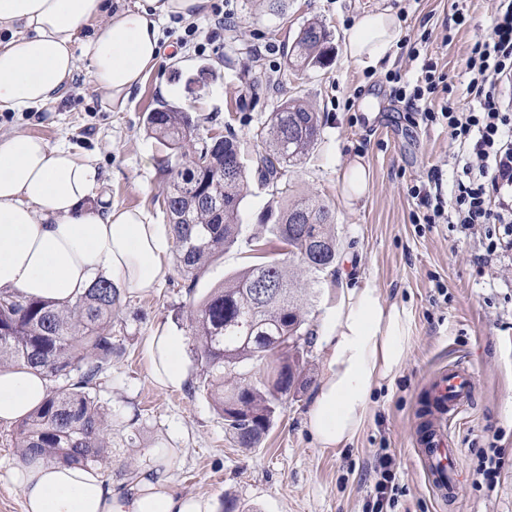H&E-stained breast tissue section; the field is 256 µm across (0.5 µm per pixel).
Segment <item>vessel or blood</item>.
I'll list each match as a JSON object with an SVG mask.
<instances>
[{
    "label": "vessel or blood",
    "instance_id": "1",
    "mask_svg": "<svg viewBox=\"0 0 512 512\" xmlns=\"http://www.w3.org/2000/svg\"><path fill=\"white\" fill-rule=\"evenodd\" d=\"M475 391L473 372L461 364L442 372L429 388L430 426L417 435L415 446L428 486L443 503L457 498L462 480L458 450L448 431L465 417Z\"/></svg>",
    "mask_w": 512,
    "mask_h": 512
}]
</instances>
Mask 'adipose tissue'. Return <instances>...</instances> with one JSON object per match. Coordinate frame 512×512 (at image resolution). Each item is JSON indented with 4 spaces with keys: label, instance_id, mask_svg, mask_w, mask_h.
<instances>
[{
    "label": "adipose tissue",
    "instance_id": "adipose-tissue-1",
    "mask_svg": "<svg viewBox=\"0 0 512 512\" xmlns=\"http://www.w3.org/2000/svg\"><path fill=\"white\" fill-rule=\"evenodd\" d=\"M209 0H147L113 7L110 0H0V112H38L68 88L77 69L72 49L88 33L87 75L110 111L131 95L165 54L158 19L207 14ZM402 30L389 11L356 18L348 56L360 69L380 68ZM96 159L23 131L0 135V293L70 302L97 279L140 294L158 285L172 244L166 225L141 209L109 201ZM327 369L306 425L324 448L341 449L364 427L375 387L393 380L407 357L409 312L373 288L343 294L327 320ZM184 335L157 326L143 356L165 390L188 383ZM48 384L24 368L0 369V423L34 411ZM171 459L159 457L130 481L112 482L81 465L34 461L13 481L25 512H211L209 499L171 488Z\"/></svg>",
    "mask_w": 512,
    "mask_h": 512
}]
</instances>
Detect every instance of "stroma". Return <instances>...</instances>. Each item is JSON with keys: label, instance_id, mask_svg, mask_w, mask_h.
<instances>
[{"label": "stroma", "instance_id": "35a3bbf8", "mask_svg": "<svg viewBox=\"0 0 512 512\" xmlns=\"http://www.w3.org/2000/svg\"><path fill=\"white\" fill-rule=\"evenodd\" d=\"M234 13L220 39L203 45L183 41L185 20L161 18L164 40L182 57L162 65L138 87L126 111H107L84 72L63 98L39 112H0V134L26 131L51 146L93 154L112 201L147 211L164 224L168 180L163 153L144 129L147 112L169 102L190 112L199 135L232 126L249 169L240 206L237 244L203 272L187 292L175 257H168L156 288L120 297L118 315L128 334L126 351L113 361L101 403L112 415L116 453L109 470L118 480L127 457L149 466L155 452L173 461L172 487L179 494L208 497L214 512L234 498L239 512H362L373 485L378 449H389L404 494L396 512H512V252L484 260V235H462L450 224H417L421 213L413 185L439 174L451 191L462 165L453 154L444 122L428 123L394 97L397 86L415 85L427 63L449 75L457 92L468 82L464 60L474 36L486 30L495 0H283L281 15L267 0H210ZM389 10L405 38L420 52L409 60L403 45L378 70L358 69L347 52V31L367 11ZM319 22L329 34L324 63L296 74L287 53L300 28ZM314 105L321 139L309 157L291 167L278 187L252 172L262 146L254 130L294 95ZM368 171L366 194L356 202L343 191L350 162ZM316 194L336 216V276L320 283L310 306L314 342L302 374L303 385L283 399L259 447L240 448L198 384L195 347L185 360L190 385L179 391L155 386L142 356L145 338L160 324L183 329V307L202 300L248 263V240L268 209L301 194ZM374 288L389 303L410 313L411 343L395 379L375 388L368 420L346 449H324L305 426L314 392L326 370L325 319L349 288ZM447 288L440 296L439 288ZM465 361L478 388L471 418L454 431L465 479L456 502L444 505L428 489L414 454L431 376L448 363ZM14 428L0 425V512H24L11 479L17 459ZM502 433L505 465L494 491L475 487V453L491 433ZM134 448H126L128 434Z\"/></svg>", "mask_w": 512, "mask_h": 512}]
</instances>
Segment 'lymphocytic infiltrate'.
<instances>
[{
	"label": "lymphocytic infiltrate",
	"mask_w": 512,
	"mask_h": 512,
	"mask_svg": "<svg viewBox=\"0 0 512 512\" xmlns=\"http://www.w3.org/2000/svg\"><path fill=\"white\" fill-rule=\"evenodd\" d=\"M465 68L468 103L452 98L447 75L430 64L408 95L426 121H445L452 143L466 155L453 193L444 194L438 183L412 186L411 193L425 210L424 223L445 220L466 235L483 227L485 251L492 256L512 249V98L506 94L512 84V0H498L487 33L469 48ZM441 93L448 99L433 111ZM375 474L364 512H395L402 489L389 454L377 457Z\"/></svg>",
	"instance_id": "f902f5d3"
}]
</instances>
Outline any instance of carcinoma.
I'll use <instances>...</instances> for the list:
<instances>
[{"label":"carcinoma","instance_id":"carcinoma-1","mask_svg":"<svg viewBox=\"0 0 512 512\" xmlns=\"http://www.w3.org/2000/svg\"><path fill=\"white\" fill-rule=\"evenodd\" d=\"M328 34L310 22L288 51V67L304 71L322 63ZM321 121L296 96L270 113L254 137L263 151L256 172L277 186L288 168L317 144ZM147 134L169 153L164 206L179 271L193 292L202 272L233 247L240 234V206L248 176L236 137H199L189 113L163 104L147 113ZM334 211L318 195L270 210L250 239L260 262L252 264L186 311L187 335L196 344L200 385L215 403L224 429L240 448H255L269 431L279 402L303 386L301 373L313 344L307 310L321 276L336 265ZM298 261L308 274L300 283L288 265L268 257V245ZM119 293L98 279L63 307L0 293V366H25L49 383V394L20 420L13 448L19 457L107 469L112 449L109 413L99 393L112 360L123 354L112 311Z\"/></svg>","mask_w":512,"mask_h":512}]
</instances>
